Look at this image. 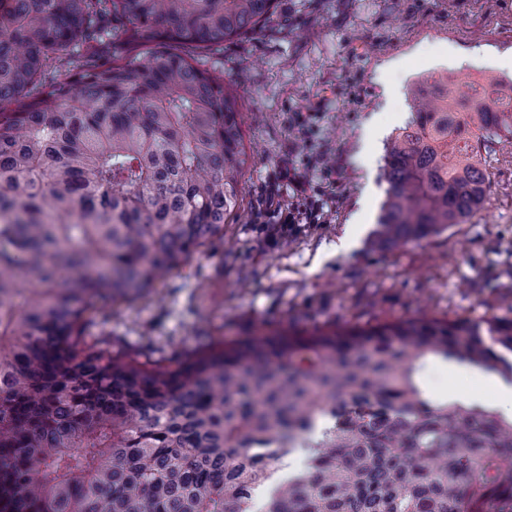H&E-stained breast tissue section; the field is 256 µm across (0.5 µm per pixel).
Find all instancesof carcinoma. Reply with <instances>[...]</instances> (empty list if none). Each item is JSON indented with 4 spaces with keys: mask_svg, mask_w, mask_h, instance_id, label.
Masks as SVG:
<instances>
[{
    "mask_svg": "<svg viewBox=\"0 0 512 512\" xmlns=\"http://www.w3.org/2000/svg\"><path fill=\"white\" fill-rule=\"evenodd\" d=\"M0 512H512V417L434 400L433 357L512 384V319L423 314L141 362L82 336L215 241L248 155L198 54L277 0H0ZM374 242L464 224L512 82L410 89ZM291 455L304 467L276 475Z\"/></svg>",
    "mask_w": 512,
    "mask_h": 512,
    "instance_id": "obj_1",
    "label": "carcinoma"
}]
</instances>
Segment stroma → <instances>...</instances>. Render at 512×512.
<instances>
[{"instance_id": "1", "label": "stroma", "mask_w": 512, "mask_h": 512, "mask_svg": "<svg viewBox=\"0 0 512 512\" xmlns=\"http://www.w3.org/2000/svg\"><path fill=\"white\" fill-rule=\"evenodd\" d=\"M512 0H278L263 27L205 66L239 87L249 166L224 238L143 298L107 308L83 334L112 353L174 357L211 339L292 328L373 326L422 313L512 315V146L486 163L489 192L468 223L401 250L374 247L384 143L410 118L408 87L433 74L502 75ZM318 113L303 142L291 118ZM337 169L326 223L270 241L266 189L302 157ZM419 381L437 400L512 405L500 378L437 359Z\"/></svg>"}]
</instances>
